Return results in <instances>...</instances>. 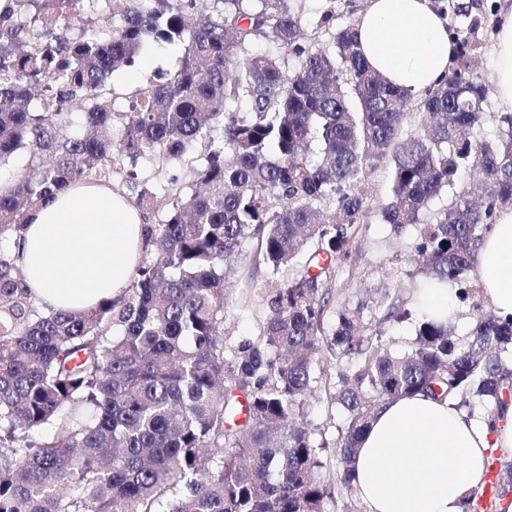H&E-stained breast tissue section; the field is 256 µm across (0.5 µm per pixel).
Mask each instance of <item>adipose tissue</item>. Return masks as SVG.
Wrapping results in <instances>:
<instances>
[{"label": "adipose tissue", "instance_id": "adipose-tissue-1", "mask_svg": "<svg viewBox=\"0 0 512 512\" xmlns=\"http://www.w3.org/2000/svg\"><path fill=\"white\" fill-rule=\"evenodd\" d=\"M354 26L370 66L414 91L441 81L455 57L448 18L432 0H368ZM493 55L496 97L512 111V4L500 14ZM144 234L143 214L123 191L81 181L41 201L15 251L39 306L85 309L128 287ZM477 272L486 302L512 316V209L485 235ZM492 448L512 454V404L490 418L445 399L403 397L363 434L352 485L366 512H469Z\"/></svg>", "mask_w": 512, "mask_h": 512}]
</instances>
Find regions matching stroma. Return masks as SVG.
Masks as SVG:
<instances>
[{
  "label": "stroma",
  "mask_w": 512,
  "mask_h": 512,
  "mask_svg": "<svg viewBox=\"0 0 512 512\" xmlns=\"http://www.w3.org/2000/svg\"><path fill=\"white\" fill-rule=\"evenodd\" d=\"M438 9L448 16L449 33L457 34L468 45L467 61L483 81L493 83L495 75L493 44L499 21L502 0H480L472 20L460 23L453 14L455 0H433ZM180 53L171 46L150 50L134 69L116 73L113 85L118 93H128L145 85L155 68H176ZM140 181L152 186L155 202L146 208L148 223L164 219L168 205V183L177 179L186 185L189 172L186 166L175 164L162 168L156 163H143L138 168ZM391 167L388 160H377L355 186L356 193L366 199V212L355 231L351 256L337 265L327 283L331 303L322 321L324 335H331L336 312L344 306L359 303L376 307L382 295H389L395 304L413 307L416 265L412 261L413 232L395 235L385 224L380 209L392 198ZM274 278L266 266L257 239L246 240L236 257L226 268L227 308L224 334L228 339L258 336L270 314L267 299L271 295ZM333 377H324L315 399L309 407V420L318 441L324 442L321 478L329 486L331 496L324 512H363L364 505L355 491L336 482V429L342 423V414L331 402Z\"/></svg>",
  "instance_id": "obj_1"
}]
</instances>
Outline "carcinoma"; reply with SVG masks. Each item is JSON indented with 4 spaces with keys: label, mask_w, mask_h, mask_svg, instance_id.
Wrapping results in <instances>:
<instances>
[{
    "label": "carcinoma",
    "mask_w": 512,
    "mask_h": 512,
    "mask_svg": "<svg viewBox=\"0 0 512 512\" xmlns=\"http://www.w3.org/2000/svg\"><path fill=\"white\" fill-rule=\"evenodd\" d=\"M13 0L0 13V169L20 152L37 175L0 190V512H324L320 447L308 400L331 361L345 414L336 472L352 486L358 443L377 410L417 393L484 411L512 398V317L470 307L465 336L422 320L394 355L363 307L321 321L333 266L366 210L345 190L376 159L392 167L382 219L419 226L416 289L463 285L485 232L512 203V113L495 141L473 135L488 87L464 64L426 92L418 131L399 136L412 90L365 61L349 24L330 47L329 12L303 20L289 0ZM301 61L294 73L258 39ZM158 45L181 50L114 110L113 72ZM246 106L249 116L240 115ZM85 130L70 134V109ZM120 126H115V123ZM189 190H171L166 218L146 226L137 275L123 296L41 314L12 245L46 196L80 180L126 174L138 203L143 160L179 164L194 145ZM479 170L434 222L423 212ZM283 284L259 336L224 340L225 262L251 237ZM49 427L51 432L41 431Z\"/></svg>",
    "instance_id": "obj_1"
}]
</instances>
